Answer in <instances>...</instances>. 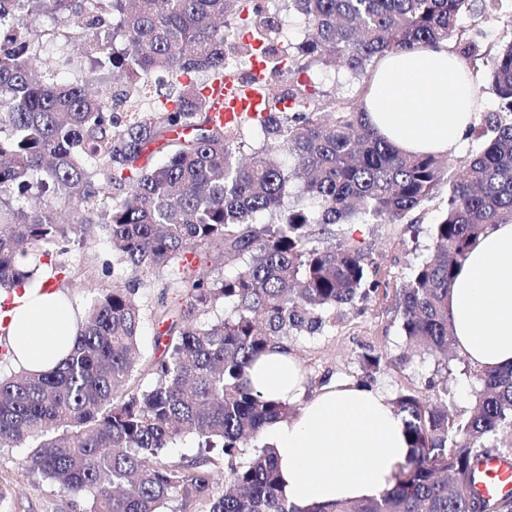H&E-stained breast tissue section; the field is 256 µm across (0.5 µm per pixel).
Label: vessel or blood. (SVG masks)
Returning a JSON list of instances; mask_svg holds the SVG:
<instances>
[{
	"label": "vessel or blood",
	"mask_w": 512,
	"mask_h": 512,
	"mask_svg": "<svg viewBox=\"0 0 512 512\" xmlns=\"http://www.w3.org/2000/svg\"><path fill=\"white\" fill-rule=\"evenodd\" d=\"M264 69L263 62L256 60L252 63V76L248 81L215 85L213 113L220 121L233 126L244 119L257 117L265 100ZM476 489L488 499L512 494V459L498 456L482 458L477 464Z\"/></svg>",
	"instance_id": "1"
}]
</instances>
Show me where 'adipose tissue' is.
Here are the masks:
<instances>
[{
    "label": "adipose tissue",
    "mask_w": 512,
    "mask_h": 512,
    "mask_svg": "<svg viewBox=\"0 0 512 512\" xmlns=\"http://www.w3.org/2000/svg\"><path fill=\"white\" fill-rule=\"evenodd\" d=\"M365 107L378 134L406 153L453 155L477 117V90L447 44L386 54ZM42 266L14 296L12 320L0 336L10 366L46 371L67 354L78 332V309ZM455 346L475 367L512 366V224L494 225L461 262L448 298ZM260 396L297 405L296 415L268 425L280 490L299 512L337 501L379 497L396 482L409 454L405 420L379 390L339 381L304 396L297 359L275 349L246 371Z\"/></svg>",
    "instance_id": "adipose-tissue-1"
}]
</instances>
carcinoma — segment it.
I'll return each instance as SVG.
<instances>
[{"label": "carcinoma", "instance_id": "1", "mask_svg": "<svg viewBox=\"0 0 512 512\" xmlns=\"http://www.w3.org/2000/svg\"><path fill=\"white\" fill-rule=\"evenodd\" d=\"M0 0V290L39 265L83 247L92 226L112 243V287L89 304L69 355L56 368L0 373V447H25L23 466L56 486L76 512H164L204 501L208 512H499L512 496L476 490L488 441L512 432V369L477 370L482 390L459 414L448 388L435 400L412 391L393 401L411 453L378 498L298 510L279 490L273 448L242 449L294 406L248 387L245 369L290 336L315 335L345 307L369 301L368 248L324 246L357 221L410 224L447 187L429 254L399 289L396 311L411 352L466 362L454 350L448 294L466 254L495 224L512 223V39L485 46L476 0ZM282 11L306 20L284 42ZM48 16L49 28L36 21ZM263 44L266 115L230 130L210 116L209 91L249 65ZM89 33L83 81L41 79L47 50ZM448 42L488 66L500 112L484 118L483 148L457 162L408 155L380 138L361 103L341 102L312 79L343 69L360 88L388 52ZM157 97L146 105L147 94ZM164 156L160 163L152 159ZM301 183L309 204L290 200ZM218 242L231 276L200 272L166 284L185 299L151 367L133 390L144 278L180 267ZM35 255L29 270L18 258ZM185 434L224 456V493L207 460L168 463Z\"/></svg>", "mask_w": 512, "mask_h": 512}]
</instances>
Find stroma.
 <instances>
[{
	"label": "stroma",
	"instance_id": "35a3bbf8",
	"mask_svg": "<svg viewBox=\"0 0 512 512\" xmlns=\"http://www.w3.org/2000/svg\"><path fill=\"white\" fill-rule=\"evenodd\" d=\"M442 204L433 200L413 213L412 225L348 224L347 239L367 246L378 280L387 293L379 299L346 309L332 327L314 336H292L287 341L305 374L307 394H315L336 380L369 383L388 398L411 390L429 397V382L447 385L448 404L464 411L480 385L459 361L444 362L440 355L404 353L403 338L394 312L398 288L413 265L423 259L430 244V229L437 221ZM112 260V246L103 232H95L83 247H76L62 261L66 273L53 280L78 308H86L100 290L112 282L102 272ZM385 355L395 364L375 374H367L363 355ZM22 448L0 449V512H73L68 496L39 476L25 470Z\"/></svg>",
	"mask_w": 512,
	"mask_h": 512
}]
</instances>
